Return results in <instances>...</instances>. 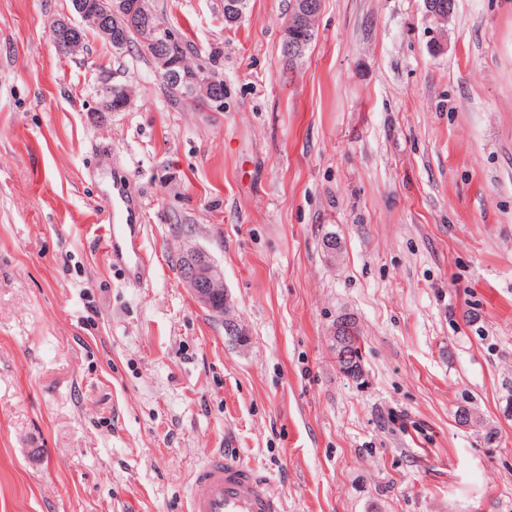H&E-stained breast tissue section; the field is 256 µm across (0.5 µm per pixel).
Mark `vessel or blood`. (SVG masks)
I'll use <instances>...</instances> for the list:
<instances>
[{"label":"vessel or blood","mask_w":512,"mask_h":512,"mask_svg":"<svg viewBox=\"0 0 512 512\" xmlns=\"http://www.w3.org/2000/svg\"><path fill=\"white\" fill-rule=\"evenodd\" d=\"M134 208L125 174H113L100 241L105 253L136 281L144 277L148 261L140 227L132 222ZM188 512H283V504L268 493L264 477L254 468L212 450L193 473Z\"/></svg>","instance_id":"vessel-or-blood-1"}]
</instances>
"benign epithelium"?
<instances>
[{
    "label": "benign epithelium",
    "instance_id": "1",
    "mask_svg": "<svg viewBox=\"0 0 512 512\" xmlns=\"http://www.w3.org/2000/svg\"><path fill=\"white\" fill-rule=\"evenodd\" d=\"M429 16L446 22L453 14L455 0H424ZM322 0H292L288 18L284 25L283 55L293 62L305 53L311 43L321 13ZM243 12V0H224V22L234 25ZM128 13L127 0H111L101 7L96 0H76L73 13L55 19L53 36L65 45L67 51L77 54L84 48L83 33L97 31L102 38L120 50L125 43L120 31L133 22ZM140 38L154 46V62L159 75L167 82L182 88L187 102L205 99L211 106H224V81L209 71H188L183 62L170 51V45L177 42L178 34L169 27L153 22L147 8V0H140ZM102 102L115 100L117 111L125 110L131 102L128 88L124 85L106 84L101 89ZM180 256L188 261L182 279L195 301L208 311L210 316L224 326V334L234 338L241 335L238 323L230 317V302L224 285V275L210 254L202 247L187 240L180 250Z\"/></svg>",
    "mask_w": 512,
    "mask_h": 512
}]
</instances>
